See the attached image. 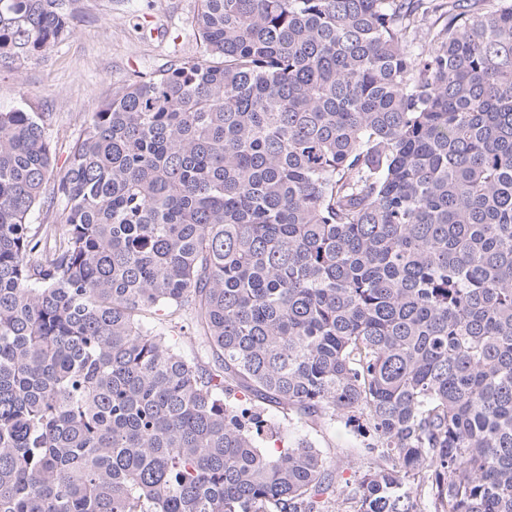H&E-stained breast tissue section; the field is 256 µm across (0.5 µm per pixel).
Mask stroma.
Returning a JSON list of instances; mask_svg holds the SVG:
<instances>
[{"label": "stroma", "mask_w": 512, "mask_h": 512, "mask_svg": "<svg viewBox=\"0 0 512 512\" xmlns=\"http://www.w3.org/2000/svg\"><path fill=\"white\" fill-rule=\"evenodd\" d=\"M75 7L74 32L45 60L19 69L0 66L1 108L50 113L58 170L66 165L69 141L104 98L174 57L201 50L193 32L198 0H75ZM321 446L340 480L372 463L343 424L328 427Z\"/></svg>", "instance_id": "1"}]
</instances>
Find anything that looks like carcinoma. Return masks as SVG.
I'll return each mask as SVG.
<instances>
[{"mask_svg":"<svg viewBox=\"0 0 512 512\" xmlns=\"http://www.w3.org/2000/svg\"><path fill=\"white\" fill-rule=\"evenodd\" d=\"M74 2L0 0V65ZM194 28L57 173L50 115L0 108V512H336L304 418L374 461L344 512H512V0ZM30 224H33V227L40 225L42 239L52 243L55 225L60 224V210L57 208L47 210L46 207L37 209L30 218Z\"/></svg>","mask_w":512,"mask_h":512,"instance_id":"obj_1","label":"carcinoma"}]
</instances>
